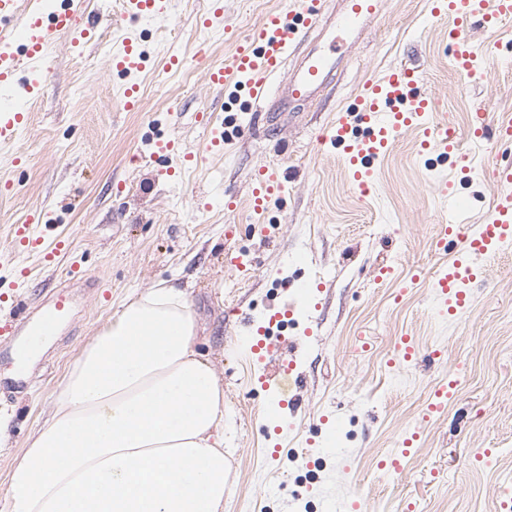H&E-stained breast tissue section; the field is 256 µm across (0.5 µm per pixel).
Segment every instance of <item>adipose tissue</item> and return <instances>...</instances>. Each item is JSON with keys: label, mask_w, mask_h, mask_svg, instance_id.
<instances>
[{"label": "adipose tissue", "mask_w": 512, "mask_h": 512, "mask_svg": "<svg viewBox=\"0 0 512 512\" xmlns=\"http://www.w3.org/2000/svg\"><path fill=\"white\" fill-rule=\"evenodd\" d=\"M186 290L125 303L73 359L10 471L11 512H220L224 387Z\"/></svg>", "instance_id": "1"}]
</instances>
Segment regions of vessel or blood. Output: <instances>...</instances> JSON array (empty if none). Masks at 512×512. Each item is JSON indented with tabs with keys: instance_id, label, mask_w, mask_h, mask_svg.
Returning <instances> with one entry per match:
<instances>
[{
	"instance_id": "1",
	"label": "vessel or blood",
	"mask_w": 512,
	"mask_h": 512,
	"mask_svg": "<svg viewBox=\"0 0 512 512\" xmlns=\"http://www.w3.org/2000/svg\"><path fill=\"white\" fill-rule=\"evenodd\" d=\"M385 0H343L342 11L331 24H324L319 0H288L285 8L273 12L256 33L241 40L228 65L211 68L209 83L228 90L229 100L238 111L250 112L268 100L273 80L292 53L302 58L288 79L286 100L303 105L323 93L336 74L343 46L367 21L379 18ZM428 14L448 19V43L452 64L468 77L484 74L487 53L467 37L474 26L494 31L512 19V0H427ZM170 0H124V14L134 18H157L167 14ZM97 22L95 15H82L77 0H56L46 6L43 0H0V89L15 98L12 106L0 108V144L13 142L26 127L29 114L24 104L46 85L50 72L46 54L57 38L70 36L73 42L86 39ZM144 50L139 42L128 40L112 56V70L126 77L124 106L139 109V86L130 82L132 71L141 69ZM406 128L421 132L420 153L425 161L450 165L462 179H469L471 168L447 119L437 118L430 98L421 90L414 70L391 68L383 78L365 85L361 95L342 114L325 142L342 158L353 185L368 193L377 168L390 142ZM205 151L240 137L244 128L236 118L220 126L206 125ZM469 135L477 143L512 144V115L505 113L496 123H488L485 113L470 118ZM491 174L500 185L486 223L464 226L458 219L441 224L434 241L436 251H447L459 244L461 256L431 273L428 283L432 296L449 314L465 312L469 306L468 285L473 269L480 262L512 245V159L494 165ZM282 183L276 168L261 169L254 189V207L264 210L279 196ZM40 212L27 214L10 228L20 250L38 249L41 238L37 227ZM308 290L299 287L291 300L271 308L262 338L256 345L258 360L265 369L260 377L264 388L285 393L292 373V353L312 348L317 336L313 328L303 335L288 337L284 331L291 322L292 308L306 300ZM69 304L65 293H57L54 308L44 314L38 329L52 334Z\"/></svg>"
}]
</instances>
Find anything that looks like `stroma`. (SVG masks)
<instances>
[{"mask_svg": "<svg viewBox=\"0 0 512 512\" xmlns=\"http://www.w3.org/2000/svg\"><path fill=\"white\" fill-rule=\"evenodd\" d=\"M283 6L224 0L223 26L206 29L198 23L206 0H172L170 14L156 20L123 19L115 0H94L101 22L90 37L74 46L64 36L51 50L54 78L28 102L27 129L0 145V184L13 185L0 191V252L14 249L9 226L35 210L49 214L45 239L69 238L71 248L48 266L40 256L21 257L31 273L25 287L0 276V314L18 302L39 315L62 289L70 306L25 365L17 348L30 323L0 339V378L30 382L16 398L0 389V512H8L11 466L51 415L69 363L125 301L162 280L187 286L194 345L224 385L223 512H316L354 496L361 512H405L410 503L415 512H497L499 498L512 495V248L484 264L467 313L442 317L427 282L411 280L444 263L433 240L449 207L417 154V130L396 136L367 195L321 140L366 82L405 64L468 143L470 113H512V23L493 35L473 32L479 43L500 40L501 50L489 56L483 78L469 80L453 67L448 25L429 18L426 0H385L382 16L346 43L321 101L240 113L244 134L196 167L149 156L148 139L173 133L186 150H201L197 113L220 123L226 103L208 82L209 67ZM126 37L146 52L137 111L125 109L124 82L111 66L116 41ZM174 52L185 64L165 71ZM17 156L23 165H13ZM499 158V147L487 145L472 180L454 187L470 199L467 223H484L492 207ZM262 166L279 169L284 191L258 214L250 199ZM229 254L243 257L245 268L227 265ZM381 265L394 272L378 283ZM303 280L322 283L320 308L299 306L295 328L317 316L319 346L294 359L301 406L274 461L268 450L281 396L258 381L244 319L262 321ZM405 334L443 358L395 359L394 343ZM448 374L460 388L445 414L428 415L433 388ZM410 433L419 436L414 451L386 477L379 460ZM483 448L494 450L492 464L474 461ZM306 455L324 459L309 495Z\"/></svg>", "mask_w": 512, "mask_h": 512, "instance_id": "35a3bbf8", "label": "stroma"}]
</instances>
